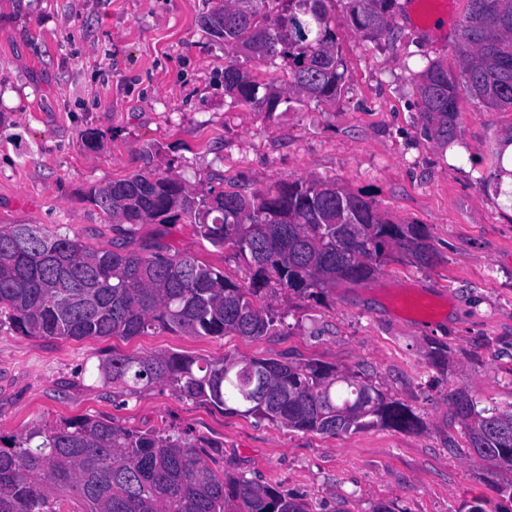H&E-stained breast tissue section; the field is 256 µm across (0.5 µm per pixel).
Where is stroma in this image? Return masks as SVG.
<instances>
[{
    "mask_svg": "<svg viewBox=\"0 0 512 512\" xmlns=\"http://www.w3.org/2000/svg\"><path fill=\"white\" fill-rule=\"evenodd\" d=\"M219 0H0V226L41 224L93 248L109 246L112 219L88 186L137 172L200 194L245 195L280 180L333 181L397 223L428 225L437 257L421 267L393 252L370 279L321 297L279 294L276 332L191 337L162 329L129 339L23 336L0 317V436L78 416L136 431L203 440L207 464L267 483L310 512H512V471L472 454L448 403L457 389L512 408V193L496 191L494 142L512 112L470 96L443 148L418 106L428 62L457 68L455 35L467 0H449L421 27L397 0L396 39H371L331 13L347 79L333 104L292 100L267 114L224 90V45L199 24ZM95 144H88L86 132ZM131 245L194 256L240 284L247 260L216 248L195 225L136 224ZM448 347L440 364L431 343ZM177 352L320 361L354 373L413 410L416 431L372 427L304 432L182 400L168 387L136 396L104 385L98 365L117 353Z\"/></svg>",
    "mask_w": 512,
    "mask_h": 512,
    "instance_id": "1",
    "label": "stroma"
}]
</instances>
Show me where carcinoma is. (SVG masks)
Here are the masks:
<instances>
[{
    "mask_svg": "<svg viewBox=\"0 0 512 512\" xmlns=\"http://www.w3.org/2000/svg\"><path fill=\"white\" fill-rule=\"evenodd\" d=\"M220 0L200 24L224 39V50L259 61L288 63V93L334 102L346 79L329 0ZM457 31L459 73L428 64L418 89L427 135L455 141L461 92L482 105L512 110V0H467ZM351 24L373 37H392L395 0H347ZM230 61L224 89L236 101L270 113L287 101ZM512 129L496 143V184L512 176L503 156ZM86 202L120 224L197 225L215 247L230 245L250 262V286L191 255L126 244L93 249L40 224L0 227V313L23 336L82 340L131 338L152 328L188 336L256 338L284 317L253 298L266 288L315 296L338 281H359L396 248L421 265L434 261L425 224H396L372 201L334 184L281 181L250 198L209 189L200 199L177 181L135 173L90 186ZM106 384L134 395L154 385L180 398L336 435L382 426L417 430L404 403L336 367L275 359L200 361L179 353L112 354L98 366ZM449 404L471 449L493 469L512 470V410L478 408L466 392ZM202 447L180 434L138 432L82 416L33 428L0 448V512H308L269 484L210 467Z\"/></svg>",
    "mask_w": 512,
    "mask_h": 512,
    "instance_id": "obj_1",
    "label": "carcinoma"
}]
</instances>
